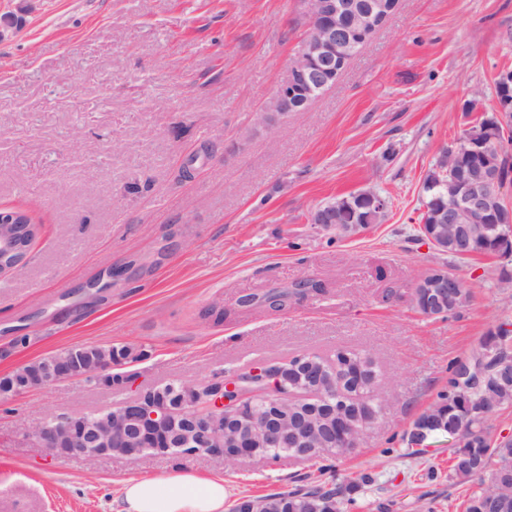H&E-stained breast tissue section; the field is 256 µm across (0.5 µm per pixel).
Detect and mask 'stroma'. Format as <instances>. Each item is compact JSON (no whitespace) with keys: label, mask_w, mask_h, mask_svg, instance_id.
I'll use <instances>...</instances> for the list:
<instances>
[{"label":"stroma","mask_w":512,"mask_h":512,"mask_svg":"<svg viewBox=\"0 0 512 512\" xmlns=\"http://www.w3.org/2000/svg\"><path fill=\"white\" fill-rule=\"evenodd\" d=\"M0 207L41 226L0 278V377L66 348L126 344L138 385L198 382L257 361L349 347L377 360L381 419L336 463L353 512H465L453 442L403 440L484 334L512 317L502 260L452 259L419 232L442 151L496 110L512 70V0H400L333 88L280 122L266 107L306 32L298 0H0ZM364 190L382 220L337 239L309 222ZM443 267L473 291L456 316L410 294ZM326 294L283 311L241 296L304 277ZM223 311V320L208 309ZM68 380L0 399V512H111L126 480L189 472L228 499L321 478L286 458L225 465L144 455L47 461L25 437L51 416L128 398Z\"/></svg>","instance_id":"stroma-1"}]
</instances>
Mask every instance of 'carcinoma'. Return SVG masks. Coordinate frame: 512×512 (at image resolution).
<instances>
[{"label":"carcinoma","mask_w":512,"mask_h":512,"mask_svg":"<svg viewBox=\"0 0 512 512\" xmlns=\"http://www.w3.org/2000/svg\"><path fill=\"white\" fill-rule=\"evenodd\" d=\"M449 152H444L429 170L423 182L425 195L423 221L420 232L433 227L435 214L448 206V198L440 184L448 179V164L452 163ZM328 211V223L336 238L350 236L347 225L369 226L376 223L381 213L371 209L359 198L350 195L336 198L321 205ZM437 250L458 259L474 256L503 257L512 254V229L502 224H473L470 235L461 247H456L453 237L437 247ZM448 289L441 304H436L429 289L416 287L410 295L413 308L431 318H445L458 314L471 299V289L460 278ZM326 292L318 279H304L289 286L271 288L261 295H245L238 300L244 309L266 308L283 310L300 294L319 295ZM481 349L492 354L487 376L476 389L461 386L456 379L459 361L448 368V382L437 394L432 412L420 413L411 427L420 428L429 440L436 435L455 438L450 477L465 483L480 480L466 502V512H486V500L493 497L508 505L512 512V438L493 441L488 431V420L498 411L512 407V385L503 386L497 381V367L512 355V321L504 319L492 325L486 332ZM142 354L124 344L112 345V361L117 365L141 359ZM303 360L324 368L322 381L326 402L346 408V417L334 418L330 422L331 432L327 445L319 446L307 456L309 460L321 461V470L331 474V480L310 488L275 492L260 497L264 512H343L344 505L353 504L346 497L357 483H369L373 475L369 472L359 476L358 482L346 485L336 483V460L349 453V438L369 429L379 418L381 405L376 397L369 396L366 385L378 384L381 376L375 358L364 350L338 348L329 358L310 353ZM254 456L270 461L285 457H296L294 448L266 447L254 439L249 444Z\"/></svg>","instance_id":"obj_1"}]
</instances>
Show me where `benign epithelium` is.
Listing matches in <instances>:
<instances>
[{
	"label": "benign epithelium",
	"mask_w": 512,
	"mask_h": 512,
	"mask_svg": "<svg viewBox=\"0 0 512 512\" xmlns=\"http://www.w3.org/2000/svg\"><path fill=\"white\" fill-rule=\"evenodd\" d=\"M307 21V32L278 83L268 111L282 120L308 106L318 93L333 84L343 71L337 66L340 56L352 58L366 41L389 19V0H300ZM495 126L482 137L483 157L472 165L457 168L448 178V208L442 210L427 241L439 245L452 229L455 238L468 235L470 224H511L512 206L505 202L504 188L509 180L499 174L503 145L512 136V100L498 102ZM38 236V226L19 210L0 211V276L15 274L25 263L28 247ZM484 352L465 362L463 379L472 387L481 385L487 371ZM115 366L106 358L95 359L91 351L71 348L48 363L34 364L21 376L0 382V397L18 396L55 383L80 379L112 388L134 385L131 375L112 380ZM264 391L279 396L288 387L284 367L270 371L256 369ZM227 390L236 393L232 400L221 394L192 398L173 408L164 400L146 399L147 390L92 414H77L48 419L26 431V437L53 459L83 456L105 458L119 452L135 459L143 455L139 426L148 423L160 430L172 429V443L195 449L194 455L224 464H237L251 457L250 449L240 447L241 429L268 444L287 439L300 448L316 443L320 425L312 418L291 429L288 420H272L254 412L252 401L243 392L240 380L228 379Z\"/></svg>",
	"instance_id": "7a95c632"
}]
</instances>
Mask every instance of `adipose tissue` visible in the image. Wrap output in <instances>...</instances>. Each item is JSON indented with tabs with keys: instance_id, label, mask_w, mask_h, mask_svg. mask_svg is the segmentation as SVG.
Listing matches in <instances>:
<instances>
[{
	"instance_id": "ef3b65f1",
	"label": "adipose tissue",
	"mask_w": 512,
	"mask_h": 512,
	"mask_svg": "<svg viewBox=\"0 0 512 512\" xmlns=\"http://www.w3.org/2000/svg\"><path fill=\"white\" fill-rule=\"evenodd\" d=\"M223 482L179 473L166 480L132 479L122 489L121 512H224Z\"/></svg>"
}]
</instances>
